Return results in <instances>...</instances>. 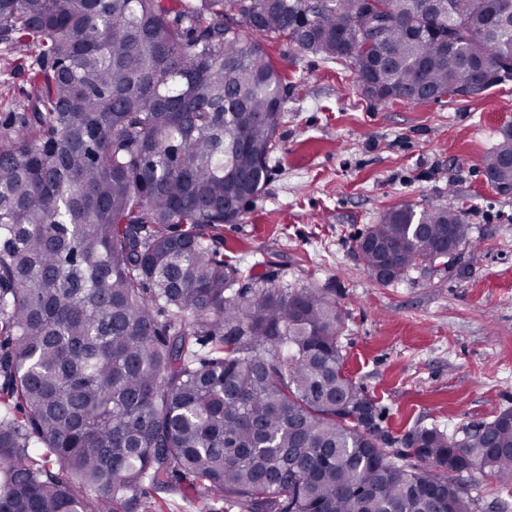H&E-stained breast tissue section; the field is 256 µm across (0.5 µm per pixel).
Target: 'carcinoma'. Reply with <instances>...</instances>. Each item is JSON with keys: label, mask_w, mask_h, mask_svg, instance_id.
Masks as SVG:
<instances>
[{"label": "carcinoma", "mask_w": 512, "mask_h": 512, "mask_svg": "<svg viewBox=\"0 0 512 512\" xmlns=\"http://www.w3.org/2000/svg\"><path fill=\"white\" fill-rule=\"evenodd\" d=\"M369 2L0 0L38 88L0 145V512H148L168 488L240 512H473L448 462L512 483V410L390 436L344 371L334 290L224 260L285 111L262 39L346 63L377 100L512 73V0H381L364 49ZM511 155L506 132L485 157L502 192ZM450 243L475 246L463 213L400 205L356 247L391 283Z\"/></svg>", "instance_id": "1"}]
</instances>
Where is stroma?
Returning <instances> with one entry per match:
<instances>
[{
    "instance_id": "35a3bbf8",
    "label": "stroma",
    "mask_w": 512,
    "mask_h": 512,
    "mask_svg": "<svg viewBox=\"0 0 512 512\" xmlns=\"http://www.w3.org/2000/svg\"><path fill=\"white\" fill-rule=\"evenodd\" d=\"M263 46L287 87L262 194L225 225L224 257L289 287L335 289L346 373L393 435L448 432L512 410V191L484 157L512 131V82L426 103L367 97L351 69L283 38ZM27 50L0 44V136L36 92ZM464 212L474 247L384 285L353 246L392 207ZM475 512H512V484L457 474ZM153 512H232L217 497L151 493Z\"/></svg>"
}]
</instances>
